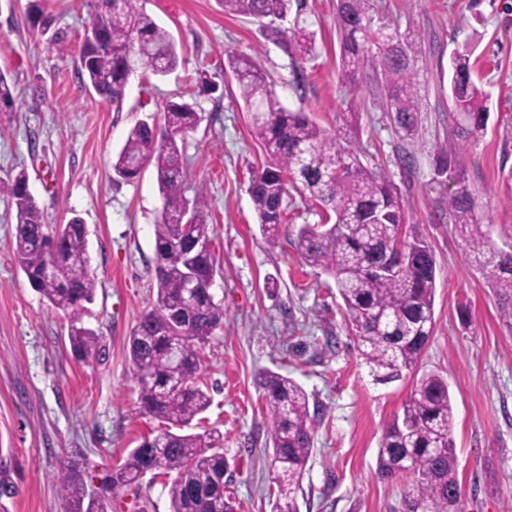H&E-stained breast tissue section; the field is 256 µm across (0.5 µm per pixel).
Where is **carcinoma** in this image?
<instances>
[{
	"label": "carcinoma",
	"mask_w": 512,
	"mask_h": 512,
	"mask_svg": "<svg viewBox=\"0 0 512 512\" xmlns=\"http://www.w3.org/2000/svg\"><path fill=\"white\" fill-rule=\"evenodd\" d=\"M291 2L222 0L225 14L258 20L283 18ZM27 15L32 26L49 31L51 19L41 0H29ZM336 22L345 73L371 70L379 107L392 114L399 134L413 135L419 112L415 84L421 40L410 34L402 37L389 25L375 22L370 0H336ZM86 29L99 33L102 43L81 48L80 77L116 112L123 110L130 59L155 76L178 66L171 35L140 10L137 0H102ZM227 64L246 112L262 113L261 118L250 119L251 134L271 163L252 176L248 193L264 235L272 244L278 239L290 182L300 183L304 197L334 214L332 224L299 228L300 254L306 264L334 278L358 351L375 379H399L402 371L416 366L434 328L436 262L429 246L424 243L422 251L409 253L394 274H378L377 264L394 247L404 223L390 186L365 168L352 150L327 143L323 129L306 113L284 107L267 74L250 57L230 54ZM448 85L457 135L465 141L478 137L488 118L486 96L471 78L468 53L451 58ZM200 121L191 104L171 101L164 124H136L112 164L118 178L131 180L140 173L132 164L154 162L164 200L154 231L156 299L139 318L127 349L142 410L167 428L145 437L100 478L67 462L58 478L65 512H106L108 498H116L125 488L141 487L148 474L152 483L164 478L169 512H237L236 501L225 494L228 462L222 436L210 430L187 432L210 406V396L199 384L200 347L210 339L207 330L222 322L224 312L204 288L194 305L174 311L182 297L184 265L192 264L204 280L215 266L211 249L196 245L198 240L210 241L213 233L206 193L199 188L193 199L185 196L189 171L178 145ZM435 174L453 176L448 221L464 241L471 263L487 272L499 318L512 332V253L490 245L468 184L448 151L436 156ZM0 194L9 196L14 207L15 262L51 306L70 316L68 339L75 358L86 364L98 362L100 338L81 320V310L93 301L97 284L89 269L83 225L75 219L44 223L21 172L0 180ZM262 387L273 419L272 449L278 463L272 512H298L297 493L313 447L309 396L295 380L276 372L264 375ZM453 419L448 382L425 373L402 414L383 433L379 475L413 477L404 498L405 512H461Z\"/></svg>",
	"instance_id": "obj_1"
}]
</instances>
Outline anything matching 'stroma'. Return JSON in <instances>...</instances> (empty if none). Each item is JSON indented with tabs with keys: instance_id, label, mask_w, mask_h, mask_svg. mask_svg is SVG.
I'll list each match as a JSON object with an SVG mask.
<instances>
[{
	"instance_id": "stroma-1",
	"label": "stroma",
	"mask_w": 512,
	"mask_h": 512,
	"mask_svg": "<svg viewBox=\"0 0 512 512\" xmlns=\"http://www.w3.org/2000/svg\"><path fill=\"white\" fill-rule=\"evenodd\" d=\"M97 3L44 0L67 46L62 53L30 26L27 0H0V74L15 85L13 108L0 112V178L26 173L46 223L84 222L97 287L81 316L106 350L92 365L72 355L69 316L30 286L14 260V209L0 194V477L16 487L0 498V512H65L57 477L67 461L104 471L161 427L140 411L126 345L153 305L163 197L152 163L124 181L112 160L136 123L162 120L166 102L180 99L202 116L183 153L191 187L207 192L217 260L211 292L224 310L202 351L211 396L202 426L224 439L226 492L238 512H270L276 494L265 371L293 378L309 396L313 449L300 512H403L411 480L380 479L377 452L385 427L428 372L447 380L452 394L463 512H512V332L434 183L437 152L455 153L491 244L512 252V198L500 178L512 168V0H373L378 19L424 39L418 123L408 138L379 110L366 72L352 82L344 77L333 0H302L279 20V28L309 34L305 56L277 40L267 21L225 15L218 0H140L173 36L180 61L162 78L131 76L120 112L78 73L85 22ZM458 51L470 53L489 110L484 132L466 142L456 135L448 98V63ZM232 52L253 57L287 108L307 112L381 172L406 218L404 237L432 249L435 327L417 366L400 379L375 381L334 279L304 264L297 230L320 221L310 201L291 193L276 245L263 235L247 189L269 158L225 68ZM201 69L219 92H200Z\"/></svg>"
}]
</instances>
